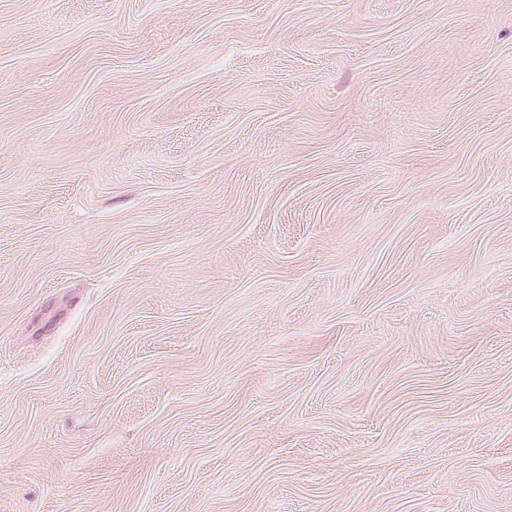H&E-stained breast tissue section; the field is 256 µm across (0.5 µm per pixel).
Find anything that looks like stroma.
Listing matches in <instances>:
<instances>
[{
	"instance_id": "1",
	"label": "stroma",
	"mask_w": 512,
	"mask_h": 512,
	"mask_svg": "<svg viewBox=\"0 0 512 512\" xmlns=\"http://www.w3.org/2000/svg\"><path fill=\"white\" fill-rule=\"evenodd\" d=\"M0 512H512V0H0Z\"/></svg>"
}]
</instances>
